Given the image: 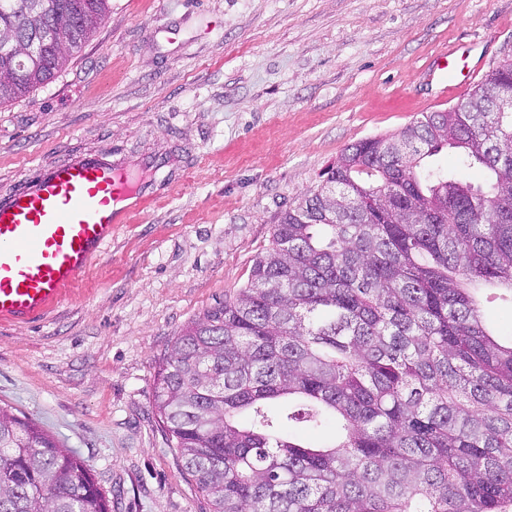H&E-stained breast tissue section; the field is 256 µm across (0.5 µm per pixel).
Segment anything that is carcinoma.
<instances>
[{"mask_svg": "<svg viewBox=\"0 0 512 512\" xmlns=\"http://www.w3.org/2000/svg\"><path fill=\"white\" fill-rule=\"evenodd\" d=\"M5 2L0 33L55 38L22 66L0 53V104L49 83L112 0ZM509 84L499 65L460 111L347 146L248 284L174 338L153 405L210 512H512V342L481 306L512 303V106L484 111ZM0 512L110 504L0 406Z\"/></svg>", "mask_w": 512, "mask_h": 512, "instance_id": "1", "label": "carcinoma"}]
</instances>
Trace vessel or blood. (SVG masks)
I'll return each instance as SVG.
<instances>
[{
  "label": "vessel or blood",
  "instance_id": "vessel-or-blood-1",
  "mask_svg": "<svg viewBox=\"0 0 512 512\" xmlns=\"http://www.w3.org/2000/svg\"><path fill=\"white\" fill-rule=\"evenodd\" d=\"M154 185L96 153L45 161L0 195V324H33L71 294Z\"/></svg>",
  "mask_w": 512,
  "mask_h": 512
}]
</instances>
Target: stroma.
<instances>
[{"label":"stroma","instance_id":"35a3bbf8","mask_svg":"<svg viewBox=\"0 0 512 512\" xmlns=\"http://www.w3.org/2000/svg\"><path fill=\"white\" fill-rule=\"evenodd\" d=\"M512 57V0H112L46 85L0 104V194L80 152L165 162L159 195L35 325H0V405L87 465L112 512H209L153 407L180 330L244 287L351 143L468 97L425 68Z\"/></svg>","mask_w":512,"mask_h":512}]
</instances>
